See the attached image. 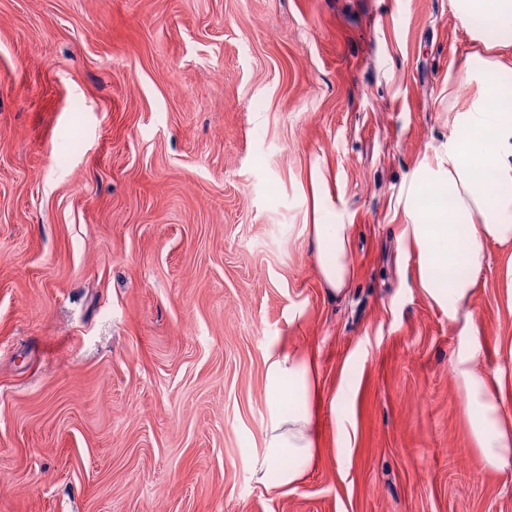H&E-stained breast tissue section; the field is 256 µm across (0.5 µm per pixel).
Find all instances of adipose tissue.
I'll use <instances>...</instances> for the list:
<instances>
[{
    "label": "adipose tissue",
    "instance_id": "obj_1",
    "mask_svg": "<svg viewBox=\"0 0 512 512\" xmlns=\"http://www.w3.org/2000/svg\"><path fill=\"white\" fill-rule=\"evenodd\" d=\"M451 8L457 25L482 45L464 56L458 77L481 90L454 112L436 166H419L405 182L398 241L403 255L416 257L414 287L457 324L451 368L483 468L498 473L512 468V409L501 372L479 366L482 331L470 304L487 243H512V0H451ZM307 231L326 292L343 293L357 274L353 225L334 221L328 199L317 197ZM265 381V452L254 476L263 485L291 486L318 461L315 354H269Z\"/></svg>",
    "mask_w": 512,
    "mask_h": 512
}]
</instances>
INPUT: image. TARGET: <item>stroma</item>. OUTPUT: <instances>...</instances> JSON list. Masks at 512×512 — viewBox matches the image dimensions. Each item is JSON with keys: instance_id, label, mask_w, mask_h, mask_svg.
I'll list each match as a JSON object with an SVG mask.
<instances>
[{"instance_id": "stroma-1", "label": "stroma", "mask_w": 512, "mask_h": 512, "mask_svg": "<svg viewBox=\"0 0 512 512\" xmlns=\"http://www.w3.org/2000/svg\"><path fill=\"white\" fill-rule=\"evenodd\" d=\"M472 48L450 0H0V512H512L397 243ZM316 169L354 227L340 297ZM487 254L471 309L512 406V245ZM288 349L318 355L322 448L267 487ZM327 197L313 193L312 224H306L309 242L313 248L321 282L328 294H341L356 277L352 238L354 227L345 224L334 212ZM351 388L348 383L342 382L336 395L330 401V408L336 416L337 442L339 448H347L355 439V428L349 422L347 405Z\"/></svg>"}]
</instances>
